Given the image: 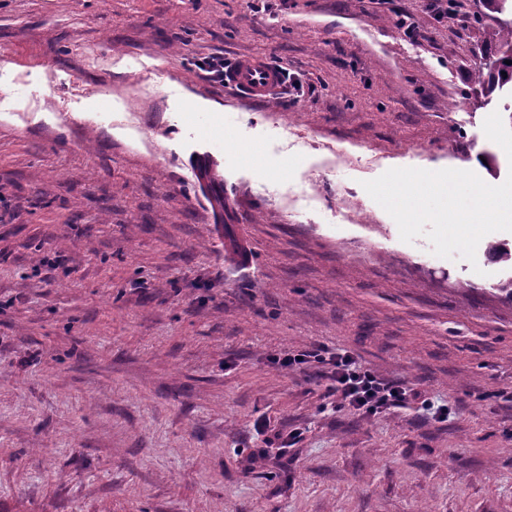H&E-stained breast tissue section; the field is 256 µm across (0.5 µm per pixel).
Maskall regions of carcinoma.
I'll return each instance as SVG.
<instances>
[{
    "mask_svg": "<svg viewBox=\"0 0 512 512\" xmlns=\"http://www.w3.org/2000/svg\"><path fill=\"white\" fill-rule=\"evenodd\" d=\"M480 16L486 24L487 42L494 54L481 63L473 73L475 92L490 99L512 84V19L503 21L500 15L512 10V0H479ZM511 64H505V61Z\"/></svg>",
    "mask_w": 512,
    "mask_h": 512,
    "instance_id": "carcinoma-1",
    "label": "carcinoma"
}]
</instances>
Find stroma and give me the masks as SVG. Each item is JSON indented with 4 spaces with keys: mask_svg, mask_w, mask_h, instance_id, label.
Wrapping results in <instances>:
<instances>
[{
    "mask_svg": "<svg viewBox=\"0 0 512 512\" xmlns=\"http://www.w3.org/2000/svg\"><path fill=\"white\" fill-rule=\"evenodd\" d=\"M477 11L0 0V512H512V269L485 242L471 264L401 241L363 187L392 168L512 174L483 131L494 112L512 128V94L473 90ZM243 55L314 94L258 104L197 67ZM217 124L220 204L192 157ZM315 345L449 419L354 414L272 363ZM277 432L285 467L263 455Z\"/></svg>",
    "mask_w": 512,
    "mask_h": 512,
    "instance_id": "1",
    "label": "stroma"
}]
</instances>
